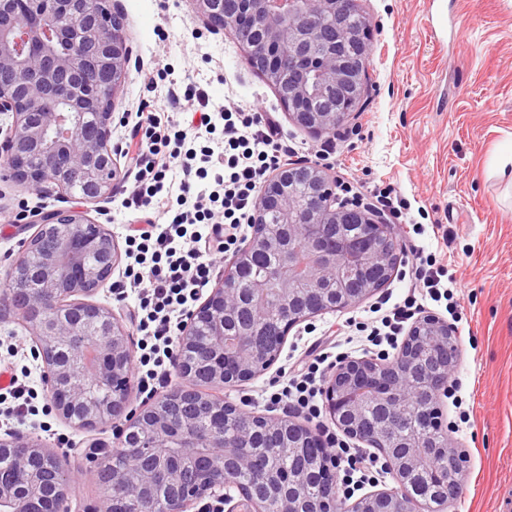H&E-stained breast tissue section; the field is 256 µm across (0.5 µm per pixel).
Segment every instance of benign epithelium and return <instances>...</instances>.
I'll return each instance as SVG.
<instances>
[{
  "instance_id": "7a95c632",
  "label": "benign epithelium",
  "mask_w": 512,
  "mask_h": 512,
  "mask_svg": "<svg viewBox=\"0 0 512 512\" xmlns=\"http://www.w3.org/2000/svg\"><path fill=\"white\" fill-rule=\"evenodd\" d=\"M110 0H0V167L42 195L74 197L78 205L36 214L37 231L9 264L0 313L13 312L35 343L43 380L57 414L94 431L117 429L106 448L91 444L99 465L112 463V480L98 512H193L206 498L227 512H444L456 499L443 486L430 499L414 497L419 480L434 481L429 461L461 469L464 451L449 439L399 432V408L425 403L442 414V397L457 357L444 361L422 350L448 346V321L434 314L417 319L390 364L368 359L336 366L323 391L331 419L353 439L376 449L394 486L352 503L339 497L336 459L322 435L292 420L256 416L213 396L196 413L181 403L200 387H237L270 368L272 350L258 330L277 309L285 330L314 316L355 306L385 287L397 267L396 236L368 208L336 205L335 182L316 164L289 162L262 185L251 218L253 235L235 252L217 285L180 327L175 369L181 383L138 411L129 410L133 386L130 333L111 308L93 300L109 280L118 246L87 217L85 203L112 194L120 169L112 147L116 96L130 74L133 49L122 17ZM201 24L230 33L245 63L277 92L288 119L319 136L356 112L368 74L371 24L336 21L359 9L360 0H191ZM303 185L300 194L292 190ZM357 215L373 229V242L347 233L338 246L326 241L331 225ZM257 253L278 263L239 287ZM363 279L353 290L336 283ZM112 388L97 398L81 377ZM379 421L365 435L360 423ZM289 427L300 464L289 475L252 465L247 448ZM176 440L175 451L167 444ZM0 453L13 459L0 476V512H68V495L46 509L48 492L71 490L74 474L62 457L30 435L0 437ZM324 475L321 491L306 489ZM169 493L160 497L155 490Z\"/></svg>"
}]
</instances>
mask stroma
<instances>
[{
    "label": "stroma",
    "instance_id": "1",
    "mask_svg": "<svg viewBox=\"0 0 512 512\" xmlns=\"http://www.w3.org/2000/svg\"><path fill=\"white\" fill-rule=\"evenodd\" d=\"M134 67L121 88L118 111L135 114L143 104L158 116L177 119L168 107L171 85L195 84L210 106H258L272 113L291 148V160L315 162L320 147L331 150L324 166L335 176L338 199L354 195L372 202L375 187L393 185L407 205V221L395 225L399 245L418 244L461 275L459 307L452 325L461 350L452 382L461 408L445 404V421L468 411V423L449 437L467 463L461 494L449 512H495L512 500V0H361L373 28L368 79L361 109L335 132L313 138L286 116L275 91L243 61L230 34H214L197 20L192 0H119ZM157 71V87L143 75ZM137 172L121 164L111 198L88 204L87 216L118 244L119 259L97 302L121 316L139 314L137 290L124 300L113 294L129 263L126 236L140 211L127 198ZM63 196H41L0 180V271L35 231L28 215L66 209ZM443 225L444 234L433 233ZM375 297L327 312L293 327L276 362L238 387L221 390L224 400L257 415L278 418L268 403L284 370L308 364L313 341H340L346 358L363 357L356 323L372 316ZM33 340L14 314L0 319V368L30 373L36 397L22 417L0 422V436L20 431L57 452H68L76 475L72 512H94L102 495L93 441L113 443V429L86 432L65 424L52 409Z\"/></svg>",
    "mask_w": 512,
    "mask_h": 512
}]
</instances>
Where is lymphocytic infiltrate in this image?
<instances>
[{"instance_id":"obj_1","label":"lymphocytic infiltrate","mask_w":512,"mask_h":512,"mask_svg":"<svg viewBox=\"0 0 512 512\" xmlns=\"http://www.w3.org/2000/svg\"><path fill=\"white\" fill-rule=\"evenodd\" d=\"M194 95L202 108L199 126L207 133L223 135L215 146L185 148L186 132L162 124L155 113L136 115L137 126L145 130L137 150L140 177L146 182L131 199L146 214L135 229L136 251L150 253L152 264L145 271L129 270L127 277L131 283L149 285L140 300L139 328L152 341L153 367L146 373L151 380L158 378L159 367L176 354L179 321L188 316L191 302L211 279L210 256L242 243L240 230L250 221L260 185L288 154L266 113L210 112L205 92L198 89ZM165 147L170 150L167 170H174L180 178L174 212L158 197L167 170L156 169L154 158ZM199 178L208 179L207 191L198 190L195 181ZM403 270L410 290L403 302L382 317L386 333L373 335L374 345L396 342L406 323L423 313L429 302L441 301L449 284L456 281L447 265L436 264L416 247L407 251ZM314 382L309 373L290 376L282 393L270 401L280 404L286 414L314 410Z\"/></svg>"}]
</instances>
